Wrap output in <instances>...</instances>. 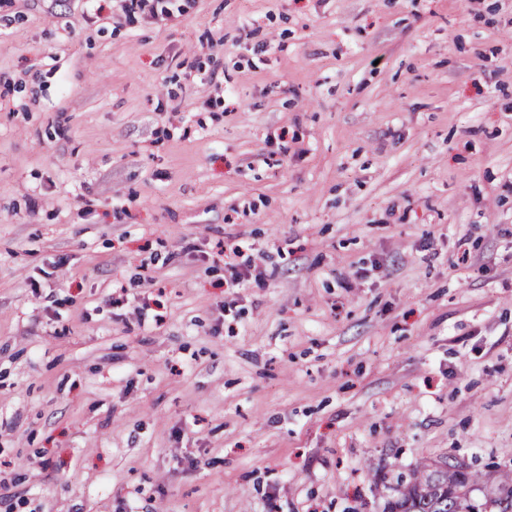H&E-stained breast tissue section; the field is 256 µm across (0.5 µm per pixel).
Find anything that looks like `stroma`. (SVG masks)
Wrapping results in <instances>:
<instances>
[{
    "label": "stroma",
    "instance_id": "35a3bbf8",
    "mask_svg": "<svg viewBox=\"0 0 512 512\" xmlns=\"http://www.w3.org/2000/svg\"><path fill=\"white\" fill-rule=\"evenodd\" d=\"M180 6L0 0V512L512 472V0ZM122 2L123 10L128 15L140 11L147 12L154 19L169 20L181 13V8L176 3L179 0H122Z\"/></svg>",
    "mask_w": 512,
    "mask_h": 512
}]
</instances>
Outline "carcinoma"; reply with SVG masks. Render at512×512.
<instances>
[{
    "instance_id": "cac0c4a2",
    "label": "carcinoma",
    "mask_w": 512,
    "mask_h": 512,
    "mask_svg": "<svg viewBox=\"0 0 512 512\" xmlns=\"http://www.w3.org/2000/svg\"><path fill=\"white\" fill-rule=\"evenodd\" d=\"M398 495L385 501L382 512H467L476 491L488 512H512V475L491 463L482 471L457 468L448 457L430 469L412 471L409 479L397 478Z\"/></svg>"
}]
</instances>
